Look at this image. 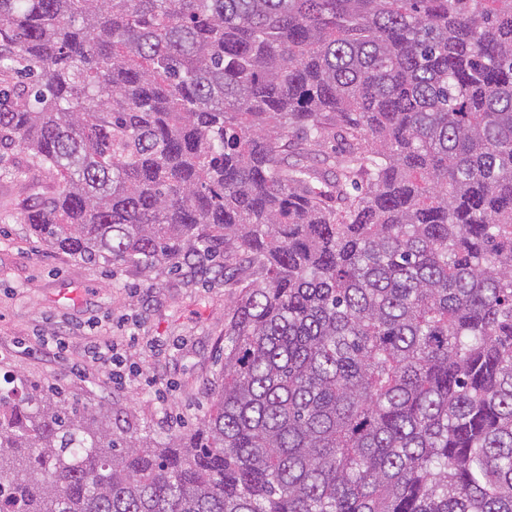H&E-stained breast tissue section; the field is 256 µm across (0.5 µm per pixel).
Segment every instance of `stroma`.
Masks as SVG:
<instances>
[{
    "instance_id": "35a3bbf8",
    "label": "stroma",
    "mask_w": 512,
    "mask_h": 512,
    "mask_svg": "<svg viewBox=\"0 0 512 512\" xmlns=\"http://www.w3.org/2000/svg\"><path fill=\"white\" fill-rule=\"evenodd\" d=\"M22 199L0 181V377L40 394L61 391L69 405L98 411L117 437L192 428L209 405L204 384L220 365L232 288L186 269L147 276L73 260L29 236ZM56 336L66 341L59 354L45 345ZM103 342L117 344L136 377L110 384L88 356ZM152 374L156 383L146 385Z\"/></svg>"
}]
</instances>
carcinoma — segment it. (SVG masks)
<instances>
[{
	"label": "carcinoma",
	"mask_w": 512,
	"mask_h": 512,
	"mask_svg": "<svg viewBox=\"0 0 512 512\" xmlns=\"http://www.w3.org/2000/svg\"><path fill=\"white\" fill-rule=\"evenodd\" d=\"M32 169L41 243L236 298L166 443L0 392V512H512V0H0Z\"/></svg>",
	"instance_id": "cac0c4a2"
}]
</instances>
